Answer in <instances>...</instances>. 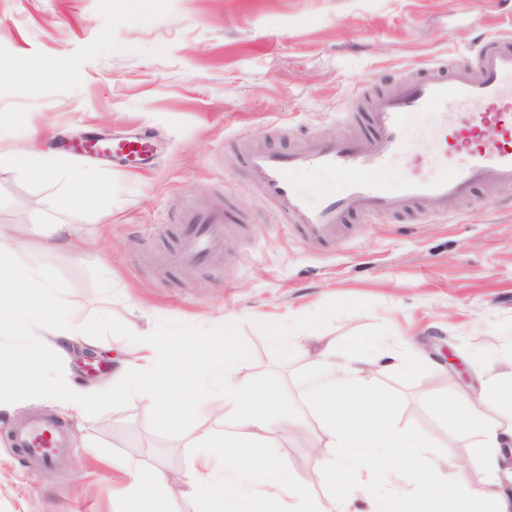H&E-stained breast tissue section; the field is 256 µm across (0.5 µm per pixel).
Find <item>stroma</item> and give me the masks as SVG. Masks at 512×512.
<instances>
[{
  "label": "stroma",
  "mask_w": 512,
  "mask_h": 512,
  "mask_svg": "<svg viewBox=\"0 0 512 512\" xmlns=\"http://www.w3.org/2000/svg\"><path fill=\"white\" fill-rule=\"evenodd\" d=\"M512 32V0H0V69L25 63L23 80L0 77V149L27 134L54 148L53 180L0 172V227L17 226L15 266L58 284L74 307L92 358L71 353L75 383L112 382L128 335L158 324H231L246 354L239 382L284 387L304 416L302 441L276 431L261 455L284 460L311 479L322 432L303 413L304 353L285 355L277 329L304 317L313 334L345 351L374 340L381 356L421 353L409 377L381 372L377 389L399 426L427 435L429 461L453 459L472 483L484 478L473 438L449 434L432 398L479 388L477 355L512 354V189L490 204L484 187L445 216L354 213L336 241H305L243 169L246 144L284 152L310 138L356 134L354 112L374 109L429 60L459 61L491 32ZM150 136L146 160L76 156L59 136ZM80 171L90 207L61 209L64 172ZM234 217L223 265L193 272L158 269L154 256L175 251L185 210ZM76 225L84 255L56 251L30 225ZM111 277L112 292L101 281ZM212 391L181 428L156 422L139 394L105 397L83 420L47 402L20 416L49 414L69 431L70 447L48 470H31L12 435L20 416H0V512H116L129 482L113 457L179 477L194 465L197 433L224 430Z\"/></svg>",
  "instance_id": "stroma-1"
}]
</instances>
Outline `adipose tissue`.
Masks as SVG:
<instances>
[{
  "mask_svg": "<svg viewBox=\"0 0 512 512\" xmlns=\"http://www.w3.org/2000/svg\"><path fill=\"white\" fill-rule=\"evenodd\" d=\"M48 160L43 144L30 136L0 150V171L43 172ZM6 240L0 233V337H15L20 344L0 357V415H14L24 402L42 398L59 399L81 412L104 392L100 385L68 383L61 370L74 343L85 336L83 323L74 312L57 306L56 283L5 263ZM224 339L221 321L205 334L188 328L172 336L156 328L137 336L112 374L111 391L151 398L159 422L174 427L205 405L207 392L220 390L221 410L234 430L200 435L207 452L181 478L184 494L203 504L204 512H244L249 500L253 512H306L308 481L289 472L284 461L254 452L268 433L299 425L300 420L285 409L279 386L256 391L240 387L236 374L245 356L227 349ZM309 351L315 371L305 380L303 393L328 450L319 482L345 486L363 469H372L380 481L364 512H512V494L500 482L504 451L512 447V420L498 417L499 409L512 403V362L501 363L485 378L476 398L435 400L449 432L477 442L487 480L475 488L465 468L443 481L437 465L402 459L403 449L427 447L428 440L398 426L394 406L377 395L373 377L391 366L409 375L421 365L419 356L387 364L362 343L352 345L350 358L343 362L328 345ZM118 467L130 477L124 496L128 512H162L168 490L165 472L133 459L120 461ZM234 470L256 480L257 498H250L245 481L231 478Z\"/></svg>",
  "mask_w": 512,
  "mask_h": 512,
  "instance_id": "adipose-tissue-1",
  "label": "adipose tissue"
}]
</instances>
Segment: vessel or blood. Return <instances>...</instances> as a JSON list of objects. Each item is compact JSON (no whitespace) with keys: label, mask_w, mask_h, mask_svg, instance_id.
<instances>
[{"label":"vessel or blood","mask_w":512,"mask_h":512,"mask_svg":"<svg viewBox=\"0 0 512 512\" xmlns=\"http://www.w3.org/2000/svg\"><path fill=\"white\" fill-rule=\"evenodd\" d=\"M479 78H472V71ZM429 117V131L439 134L454 125L464 164L449 163L447 154L437 161L447 173L429 177L417 172V158H408L409 176L398 181L385 177L387 169L405 156L408 114ZM366 143L316 138L305 140L285 154L255 147L244 160L249 177L274 201L287 221L305 239L335 240L336 232L354 212L399 213L420 206L444 215L448 206L469 193L474 185L512 188V48L505 38L492 37L477 45L471 64L451 66L439 60L423 64L416 77L387 93L367 118ZM494 136H487V129ZM88 153L114 154L131 160L154 151L146 136L84 144ZM406 157V156H405ZM330 172L339 175V195L312 203L298 188L300 177ZM178 250L163 258L166 266H200L216 261L228 219L223 212H186ZM29 466L52 467L69 446L66 429L52 417L33 419L14 433Z\"/></svg>","instance_id":"vessel-or-blood-1"}]
</instances>
